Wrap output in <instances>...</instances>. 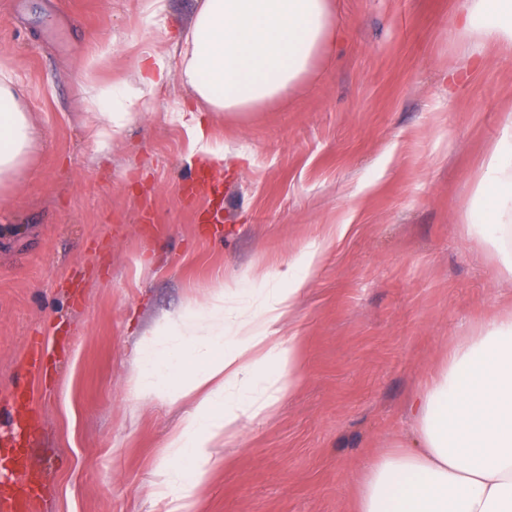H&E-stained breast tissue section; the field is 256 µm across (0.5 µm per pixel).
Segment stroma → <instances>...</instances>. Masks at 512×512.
Wrapping results in <instances>:
<instances>
[{
	"label": "stroma",
	"instance_id": "35a3bbf8",
	"mask_svg": "<svg viewBox=\"0 0 512 512\" xmlns=\"http://www.w3.org/2000/svg\"><path fill=\"white\" fill-rule=\"evenodd\" d=\"M0 0V68L41 146L0 187V455L31 465L28 512H168L166 444L186 401L141 396L140 343L249 296L316 247L289 315L295 391L218 442L195 512H352L367 459L414 445L411 403L449 348L512 311L467 233L512 121V50L453 34L462 0H334L339 37L308 84L211 112L179 79L201 0ZM163 70L99 149L97 91ZM41 368L30 372L31 345Z\"/></svg>",
	"mask_w": 512,
	"mask_h": 512
}]
</instances>
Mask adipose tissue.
<instances>
[{
    "instance_id": "ef3b65f1",
    "label": "adipose tissue",
    "mask_w": 512,
    "mask_h": 512,
    "mask_svg": "<svg viewBox=\"0 0 512 512\" xmlns=\"http://www.w3.org/2000/svg\"><path fill=\"white\" fill-rule=\"evenodd\" d=\"M455 28L512 49V0H463ZM335 29L330 0H202L185 33L179 76L209 111L247 112L307 81ZM38 148L12 76L0 71V184L13 180ZM475 198L473 233L494 251L501 278L512 282V123L484 163ZM316 256L308 251L289 267L287 287L265 289L267 321L289 311ZM187 339L192 348L185 355ZM141 353L135 382L143 396L196 400L168 444L169 512H185L190 482L205 477L215 441L295 388L300 343L268 336L242 313L204 323L181 316L155 328ZM413 408L419 447L366 461L355 512H512V314L451 348Z\"/></svg>"
}]
</instances>
